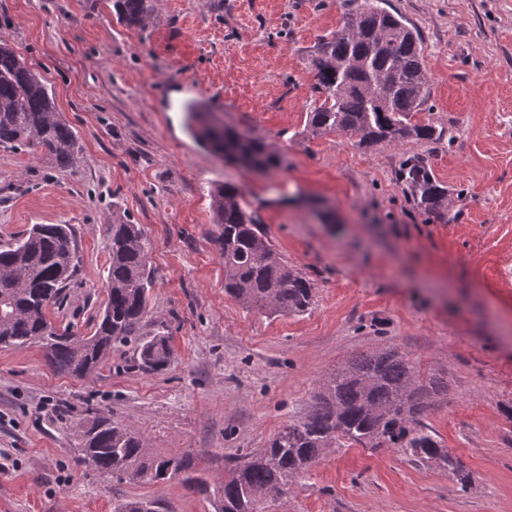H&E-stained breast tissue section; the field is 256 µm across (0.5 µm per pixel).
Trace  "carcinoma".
<instances>
[{"mask_svg": "<svg viewBox=\"0 0 512 512\" xmlns=\"http://www.w3.org/2000/svg\"><path fill=\"white\" fill-rule=\"evenodd\" d=\"M336 31L321 37L308 56L314 73L313 104L297 136L311 140L328 133L346 136L359 147L436 142L444 131L423 118L430 97L419 32L391 11L388 0H352ZM157 0H113L118 22L148 26ZM195 139L213 154L237 165L274 171L280 152L247 131L229 127L200 103L183 106ZM0 146H44L58 165L78 151L73 129L55 105L45 78L13 47L0 40ZM396 182L425 213L447 214L454 194L437 179L426 156L403 155ZM224 263V293L247 308L269 315L304 314L315 283L271 244L257 210L235 185L211 193ZM107 302L93 334L58 329L47 316L64 299L82 259L70 224H34L20 239L0 245V346L41 347L52 369L81 377L97 369L115 345L132 344L138 365L158 370L170 349L165 321L146 330L152 276L141 226L112 225ZM448 396V375L420 372L396 347L360 353L328 372L307 412L288 421L263 448L225 459L227 474L210 485L190 475L189 456H149L144 441L109 413L78 421V460L118 482L159 483L185 476L206 496L214 512H264L268 500L288 492L292 478L307 472L334 448H396L412 461L448 470L460 490L471 483L424 422L427 411Z\"/></svg>", "mask_w": 512, "mask_h": 512, "instance_id": "carcinoma-1", "label": "carcinoma"}]
</instances>
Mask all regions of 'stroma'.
<instances>
[{"label":"stroma","instance_id":"35a3bbf8","mask_svg":"<svg viewBox=\"0 0 512 512\" xmlns=\"http://www.w3.org/2000/svg\"><path fill=\"white\" fill-rule=\"evenodd\" d=\"M423 37L429 116L454 140L353 146L296 135L312 100L306 55L350 0H159L153 23H118L112 0H0V37L47 80L79 151L0 146V244L70 224L83 263L58 327L93 332L106 300L112 226L140 225L171 356L139 369L113 348L93 373L54 372L39 347L0 348V512H113L129 497L213 512L181 480L121 483L76 459L73 424L108 412L149 453L191 455L209 482L306 411L347 358L392 345L448 372L426 421L472 483L394 448H338L266 512H512V0H389ZM281 150L257 176L186 128L184 102ZM421 153L457 193L425 214L395 181ZM237 184L274 248L317 287L301 316H267L224 293L210 191Z\"/></svg>","mask_w":512,"mask_h":512}]
</instances>
